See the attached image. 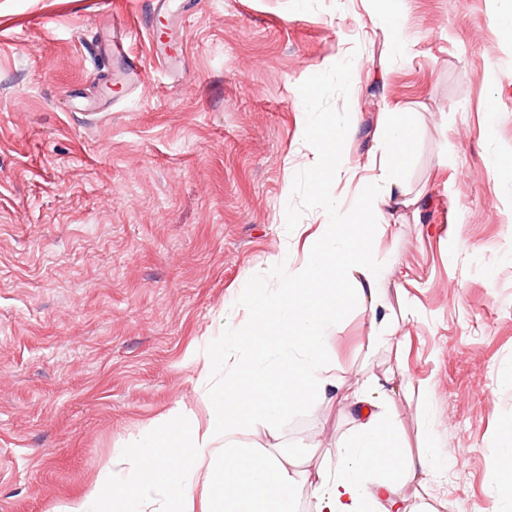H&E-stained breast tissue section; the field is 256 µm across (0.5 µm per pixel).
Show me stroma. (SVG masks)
Listing matches in <instances>:
<instances>
[{
    "instance_id": "35a3bbf8",
    "label": "stroma",
    "mask_w": 512,
    "mask_h": 512,
    "mask_svg": "<svg viewBox=\"0 0 512 512\" xmlns=\"http://www.w3.org/2000/svg\"><path fill=\"white\" fill-rule=\"evenodd\" d=\"M400 9L406 55L369 0H181L173 69L150 36L156 0H0V512H62L176 403L202 410L223 313L253 315L244 279L283 248L302 257L325 219L300 110L356 122L329 191L347 208L396 105L420 212L386 213L370 240L389 261L382 304L332 328L336 390L239 438L315 474L357 426L362 380L386 377L401 446L445 464L408 512L495 506L512 424V0ZM112 23L132 30L136 88L90 85L112 66ZM90 96L100 109L78 111ZM373 321L396 334L370 351Z\"/></svg>"
}]
</instances>
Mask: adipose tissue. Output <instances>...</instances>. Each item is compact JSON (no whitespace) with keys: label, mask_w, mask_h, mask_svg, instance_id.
Returning a JSON list of instances; mask_svg holds the SVG:
<instances>
[{"label":"adipose tissue","mask_w":512,"mask_h":512,"mask_svg":"<svg viewBox=\"0 0 512 512\" xmlns=\"http://www.w3.org/2000/svg\"><path fill=\"white\" fill-rule=\"evenodd\" d=\"M301 124L313 191L325 198L329 219L302 259L285 250L269 258L274 287L243 284L254 313L244 325H225L199 375L207 386L205 415L183 404L170 408L155 433L127 445L125 469L64 512H297L306 479L297 463L274 448L242 447L236 435L245 426L274 434L286 409L336 386L324 353L332 326L352 307L375 310L385 290L384 266L367 249L370 229L385 206L413 205L398 178L409 140L401 117L385 124L389 159L363 181L356 205L345 213L326 190L341 178L337 147L350 138L352 125L306 113ZM270 348L278 353L272 366ZM398 430L395 413H365L338 446L334 467L316 472L313 512H402L406 486L427 487L439 469L430 449L402 456L393 441Z\"/></svg>","instance_id":"ef3b65f1"}]
</instances>
